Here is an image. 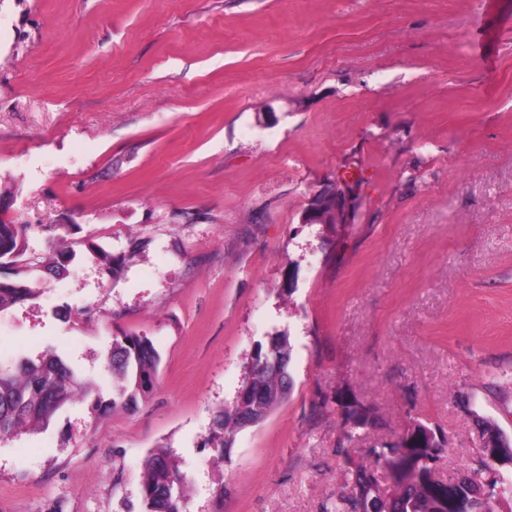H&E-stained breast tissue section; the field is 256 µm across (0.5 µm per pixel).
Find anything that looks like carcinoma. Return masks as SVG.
Wrapping results in <instances>:
<instances>
[{
    "label": "carcinoma",
    "mask_w": 512,
    "mask_h": 512,
    "mask_svg": "<svg viewBox=\"0 0 512 512\" xmlns=\"http://www.w3.org/2000/svg\"><path fill=\"white\" fill-rule=\"evenodd\" d=\"M75 257L69 246L54 252L45 271L59 277ZM28 226L0 223V266L12 269V277L0 278V312L37 295L25 277L29 263ZM291 345L285 335L273 337L270 346H258L244 382L249 395L235 400L221 411L217 420L223 432L221 446L229 448L235 434L262 422L291 388L288 365ZM112 373V397L104 398L102 388L85 381L67 359L53 349L33 360L20 355L13 366L0 367V441L23 432L48 428L56 413L69 403L82 401L95 411L108 412L129 407L136 395L153 385L161 356L146 335L124 334L112 339L107 354ZM482 438L489 447L463 483L453 501L441 495L446 481L433 471L430 462L447 450L445 434L420 420L413 421L395 442L369 449L376 462L394 470L404 482L400 498L390 508L383 507L380 482L375 471L365 465L347 469L351 492L336 500V509L326 512H512V483L499 466L512 464V437L504 434L489 418L480 416ZM186 475L181 473L170 450L158 446L143 463L141 498L144 512H184Z\"/></svg>",
    "instance_id": "cac0c4a2"
}]
</instances>
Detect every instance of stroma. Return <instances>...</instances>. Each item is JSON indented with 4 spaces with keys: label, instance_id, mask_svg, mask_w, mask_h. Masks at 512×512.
<instances>
[{
    "label": "stroma",
    "instance_id": "stroma-1",
    "mask_svg": "<svg viewBox=\"0 0 512 512\" xmlns=\"http://www.w3.org/2000/svg\"><path fill=\"white\" fill-rule=\"evenodd\" d=\"M337 180L345 223H300ZM0 203L76 252L0 313V365L52 348L108 394L113 337L162 358L131 409L0 441V512H142L160 444L189 512H322L411 419L446 479L475 414L512 436V0H0ZM276 334L293 387L221 452Z\"/></svg>",
    "mask_w": 512,
    "mask_h": 512
}]
</instances>
